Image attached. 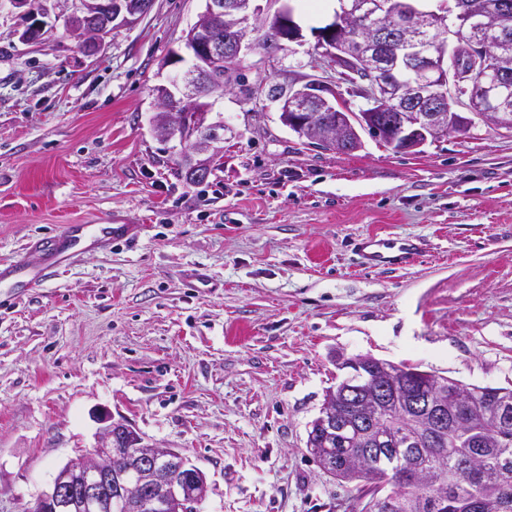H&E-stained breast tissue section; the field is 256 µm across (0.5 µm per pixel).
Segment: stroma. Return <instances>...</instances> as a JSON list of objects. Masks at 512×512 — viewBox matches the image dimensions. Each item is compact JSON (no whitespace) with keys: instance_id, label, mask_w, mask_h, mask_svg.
<instances>
[{"instance_id":"stroma-1","label":"stroma","mask_w":512,"mask_h":512,"mask_svg":"<svg viewBox=\"0 0 512 512\" xmlns=\"http://www.w3.org/2000/svg\"><path fill=\"white\" fill-rule=\"evenodd\" d=\"M75 2L30 0L49 26L27 44L0 0V268L41 265L35 242L67 224L134 236L35 289L0 280V512H28L109 419L204 472L197 512H350L352 484L306 448L337 356L512 387V130L339 154L235 88L214 107L224 155L193 184L151 132L152 88L205 0H155L92 55ZM334 10L296 9L304 44L249 81L305 77ZM371 234L421 251L367 268Z\"/></svg>"}]
</instances>
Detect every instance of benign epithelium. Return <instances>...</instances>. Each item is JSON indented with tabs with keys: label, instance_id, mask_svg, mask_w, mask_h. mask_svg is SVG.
I'll list each match as a JSON object with an SVG mask.
<instances>
[{
	"label": "benign epithelium",
	"instance_id": "7a95c632",
	"mask_svg": "<svg viewBox=\"0 0 512 512\" xmlns=\"http://www.w3.org/2000/svg\"><path fill=\"white\" fill-rule=\"evenodd\" d=\"M334 19L314 30L316 53L311 68L336 75L334 80L293 79L270 97L265 84L254 96L275 102L280 120L295 135L319 142L338 153L364 146V136L388 143L397 152H419L428 140L448 134L461 137L479 122L501 127L512 122V59L491 57L484 17L465 0H443L433 10L407 0L398 14L388 0H338ZM152 0H80L68 16L72 33L89 51L116 29L135 23ZM459 21L448 26V15ZM266 31L252 40L259 24ZM191 58L177 80L157 84L152 92L156 112L151 129L174 142L184 160L205 175L222 152L224 121L212 119L210 99L229 90L224 61L242 59L260 48L254 68H275L279 53L303 43L292 7L282 0H205L197 22L183 38ZM494 80L475 79L489 62ZM365 100L358 112L348 109L336 87ZM461 96L465 111H448V98ZM414 409L433 429L444 427L448 407L416 396ZM186 468L185 458L171 448H156L123 423L107 425L98 445L70 458L55 474L50 488L36 501L35 512H102L111 507L112 484L136 512H194L205 497L204 473H191L192 489L168 482L170 470Z\"/></svg>",
	"mask_w": 512,
	"mask_h": 512
}]
</instances>
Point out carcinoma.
Wrapping results in <instances>:
<instances>
[{
	"label": "carcinoma",
	"instance_id": "cac0c4a2",
	"mask_svg": "<svg viewBox=\"0 0 512 512\" xmlns=\"http://www.w3.org/2000/svg\"><path fill=\"white\" fill-rule=\"evenodd\" d=\"M492 38L512 43V13L501 15ZM224 75L253 97L240 62L224 67ZM431 386L470 394L465 404L448 395L443 430L427 433L395 407L380 409L375 428L362 427L367 406L338 398L336 427L312 422L306 448L337 481L355 483L361 512H433L430 504L440 494L438 512H512V427H499L494 415L499 392L512 399V389L436 374Z\"/></svg>",
	"mask_w": 512,
	"mask_h": 512
}]
</instances>
